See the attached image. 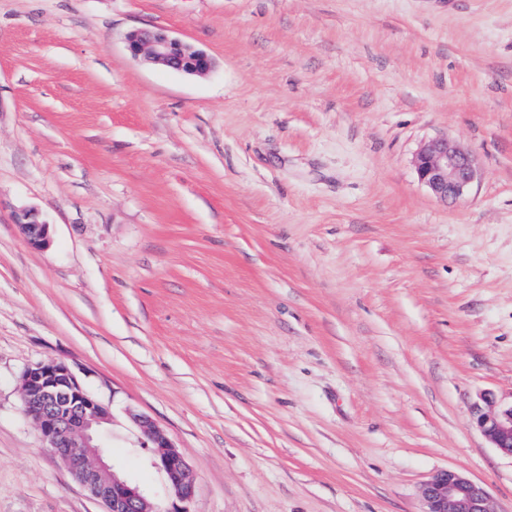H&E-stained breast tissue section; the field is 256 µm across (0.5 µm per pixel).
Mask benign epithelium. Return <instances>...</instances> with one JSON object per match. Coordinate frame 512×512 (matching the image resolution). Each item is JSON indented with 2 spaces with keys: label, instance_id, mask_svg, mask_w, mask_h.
<instances>
[{
  "label": "benign epithelium",
  "instance_id": "1",
  "mask_svg": "<svg viewBox=\"0 0 512 512\" xmlns=\"http://www.w3.org/2000/svg\"><path fill=\"white\" fill-rule=\"evenodd\" d=\"M126 42L131 54L144 53L177 72L201 73L211 67L207 54L162 31L136 30L127 35ZM415 169L419 181L446 202L463 199L478 176L472 153L446 138L425 143L415 157ZM17 224L29 245L46 246L48 225L34 211L22 212ZM20 389L25 413L42 440L74 479L105 506V512H189L195 475L166 431L148 417L134 414L132 420L166 476L171 499L163 505L151 504L137 487L113 472L108 449L99 437L110 420L109 411L65 362L48 360L26 367ZM472 421L492 447L512 458V404L485 397L473 406ZM423 497L426 512H493L488 491L456 471L433 475L423 488Z\"/></svg>",
  "mask_w": 512,
  "mask_h": 512
}]
</instances>
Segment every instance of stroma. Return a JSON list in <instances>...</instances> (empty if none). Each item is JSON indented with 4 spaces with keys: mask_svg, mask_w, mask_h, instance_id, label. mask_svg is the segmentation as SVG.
<instances>
[{
    "mask_svg": "<svg viewBox=\"0 0 512 512\" xmlns=\"http://www.w3.org/2000/svg\"><path fill=\"white\" fill-rule=\"evenodd\" d=\"M436 138L477 160L460 204L415 172ZM47 360L152 503L132 410L191 512H424L445 469L512 512L471 420L512 400V0H0V512H104L22 407ZM131 54H146L154 62L183 73H201L210 69L207 54L171 38L162 31L136 30L126 37ZM16 224L19 225L27 243L33 248L39 249L46 246L48 242V224L41 222L34 211H23Z\"/></svg>",
    "mask_w": 512,
    "mask_h": 512,
    "instance_id": "1",
    "label": "stroma"
}]
</instances>
